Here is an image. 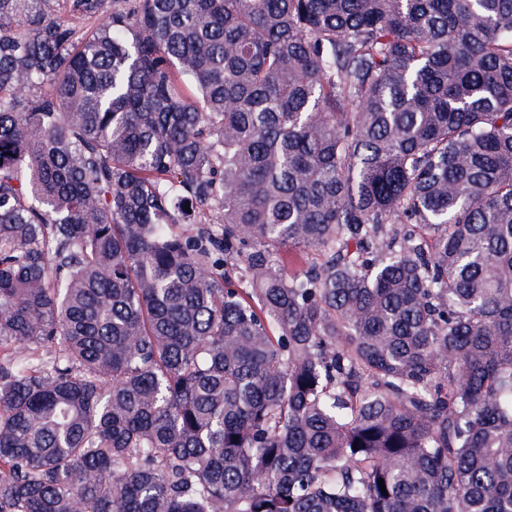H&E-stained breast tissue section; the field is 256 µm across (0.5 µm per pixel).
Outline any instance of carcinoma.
<instances>
[{
    "mask_svg": "<svg viewBox=\"0 0 512 512\" xmlns=\"http://www.w3.org/2000/svg\"><path fill=\"white\" fill-rule=\"evenodd\" d=\"M0 348V512H512V0H0Z\"/></svg>",
    "mask_w": 512,
    "mask_h": 512,
    "instance_id": "cac0c4a2",
    "label": "carcinoma"
}]
</instances>
